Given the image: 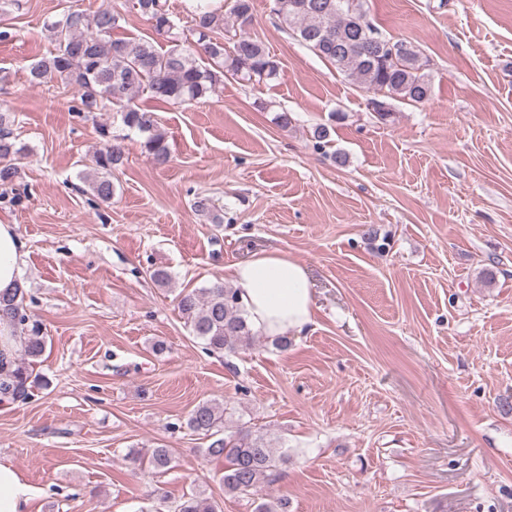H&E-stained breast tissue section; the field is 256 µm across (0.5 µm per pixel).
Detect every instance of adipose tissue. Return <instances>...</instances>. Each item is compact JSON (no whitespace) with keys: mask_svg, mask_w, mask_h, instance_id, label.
<instances>
[{"mask_svg":"<svg viewBox=\"0 0 512 512\" xmlns=\"http://www.w3.org/2000/svg\"><path fill=\"white\" fill-rule=\"evenodd\" d=\"M26 244L14 225L0 223V293L21 285L26 272ZM252 330L274 338L300 334L314 323L315 302L305 267L288 253L271 251L229 266ZM34 495L7 461H0V512H28Z\"/></svg>","mask_w":512,"mask_h":512,"instance_id":"adipose-tissue-1","label":"adipose tissue"}]
</instances>
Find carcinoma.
<instances>
[{"mask_svg": "<svg viewBox=\"0 0 512 512\" xmlns=\"http://www.w3.org/2000/svg\"><path fill=\"white\" fill-rule=\"evenodd\" d=\"M252 7V0H232L230 14L236 22L232 28L222 11L198 0L191 14L192 38L177 39L166 50L151 41L114 37L121 20L114 9L100 10L89 18L69 8L47 23L55 49L32 63L30 74L38 84L57 78L73 83L81 112H119L125 128L143 135V148L153 162L165 165L171 158L168 136L153 112L135 104L136 97L146 93L153 100L183 106L215 92L228 73L259 83L276 78L277 61L261 40L246 32ZM133 8L148 17L157 35H172L174 22L164 0H133ZM271 14L319 57L373 94L368 106L379 121L391 117V99L422 103L430 98L427 61L403 39L398 40L401 49L396 56L382 51L373 41L379 29L367 19L363 0H272ZM13 124L10 111L0 109V186L4 187L18 177L14 160L25 151L13 139ZM99 132L106 144L92 155L89 187L97 200L108 203L114 194L112 171L126 156V137L111 134L105 124ZM24 299L20 287L0 294V323L23 335L21 348L12 357L0 352V402L24 403L32 398L33 388L41 385L33 371L45 353L46 340L41 324L27 314ZM176 300L186 325L208 352L234 354L252 345L254 333L235 289L216 281L184 289ZM226 414L223 404L205 401L193 409L186 426L211 439L207 456L227 461L224 493H256L270 482L278 466L288 462V456L272 448L261 434L230 429ZM149 463L157 470L170 468L169 450L152 449ZM172 512H219V505L191 495L177 502Z\"/></svg>", "mask_w": 512, "mask_h": 512, "instance_id": "carcinoma-1", "label": "carcinoma"}]
</instances>
